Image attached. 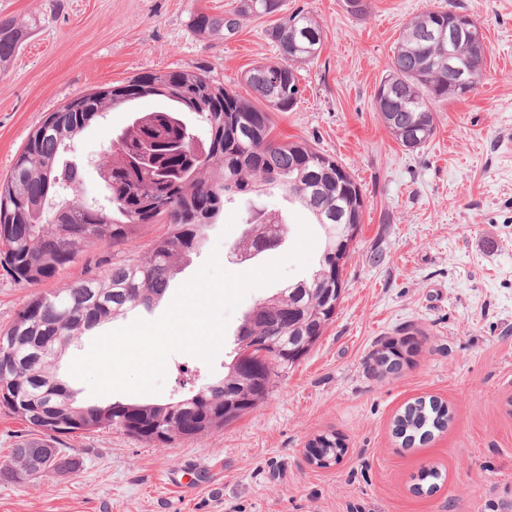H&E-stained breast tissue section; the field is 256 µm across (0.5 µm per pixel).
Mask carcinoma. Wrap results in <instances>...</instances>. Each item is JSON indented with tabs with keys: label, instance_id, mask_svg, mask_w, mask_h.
I'll use <instances>...</instances> for the list:
<instances>
[{
	"label": "carcinoma",
	"instance_id": "cac0c4a2",
	"mask_svg": "<svg viewBox=\"0 0 512 512\" xmlns=\"http://www.w3.org/2000/svg\"><path fill=\"white\" fill-rule=\"evenodd\" d=\"M285 11V0H238L223 16L196 9L190 27L200 36H222L242 21ZM448 25V11L427 10L404 29L394 47L390 69L381 83L392 87L391 98L374 96V106L396 141L417 149L434 135L432 106L460 93L448 86V58L428 33ZM37 27V22L0 20V66H4ZM275 44L277 61L261 63L244 74L245 85L264 103L257 107L237 91L210 77L203 68L151 72L128 85L126 99L86 94L89 110L70 112L60 127L50 125V113L35 127L5 179L0 180V267L15 282L40 285L72 265L84 248L94 243L127 244L146 224L165 223L167 231L153 240L143 259L112 266L108 276L90 275L52 293L31 297L5 328L0 329V409L26 425L11 449L0 477L14 479L26 472L31 449L49 448L44 473L74 470L79 461L59 448L60 438L78 430L85 434L117 430L149 444L167 446L180 439H197L224 426V398L242 399L247 413L265 399L241 389L232 367L216 382H206L187 395L164 403L115 401L107 406H83L77 393L55 373L69 341L97 325L137 307L161 301L177 271V261L199 253L224 203L235 196L277 184L323 229L318 266L299 284L310 291V303L297 308L294 287L256 306L262 320L244 321L242 336H278L286 347L300 345L306 336L321 337L335 313L324 292L336 270V247L342 226L336 211L357 213L362 219V189L330 155L307 142L278 143L272 138L271 113L292 109L300 96L295 64L316 58L322 29L302 12L279 18L267 31ZM459 52L470 58L473 86L481 82L484 56L463 43ZM151 82L170 83L197 92L194 113L202 134L168 119V112H141L131 126L112 137L101 163L102 190L86 188L84 169L66 157L79 133L114 108L140 98L136 87ZM149 138L163 149L137 171L125 166L126 156ZM199 140L205 158L192 165L164 151L169 143ZM64 194L70 201L57 214L49 200ZM282 223L273 214L246 220L251 247L260 249L270 226ZM448 407L434 399L407 404L393 422L395 436L405 446L425 441L448 426ZM315 461L328 468L340 461L345 449L320 435L310 443Z\"/></svg>",
	"mask_w": 512,
	"mask_h": 512
}]
</instances>
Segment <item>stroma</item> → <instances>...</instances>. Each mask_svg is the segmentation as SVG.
Masks as SVG:
<instances>
[{
	"label": "stroma",
	"instance_id": "35a3bbf8",
	"mask_svg": "<svg viewBox=\"0 0 512 512\" xmlns=\"http://www.w3.org/2000/svg\"><path fill=\"white\" fill-rule=\"evenodd\" d=\"M319 22L321 54L299 64L298 103L274 115L273 138L308 142L334 157L365 199L345 290L333 321L307 356L277 372L266 399L239 419L198 439L156 447L115 430L64 437L80 463L66 473L23 481L0 478V512H512V0H369L364 17L344 0H286ZM234 0H0V20L39 19L34 35L0 74V178L12 168L45 115L92 90L152 71L208 68L242 96L245 71L274 58L266 31L275 16L254 17L224 37H202L188 23L197 8L222 15ZM477 19L487 45L485 81L470 94L436 104V130L425 146H401L374 108L404 27L427 9ZM144 98L109 112L76 141L80 157L101 158L113 131L137 113L158 110ZM279 214L288 234L246 261L232 252L250 210ZM304 210L279 189L225 204L209 242L231 273L286 256ZM165 225L142 227L115 247L96 243L40 288L23 287L0 269V328L35 291L62 287L85 273L144 256ZM308 274L286 275L251 290L230 314L213 363L172 354L156 393L142 402L186 394L224 375L244 316L262 299ZM168 308L137 310L74 338L66 361L92 341ZM398 342L412 352L398 375L381 373L376 350ZM446 403L452 420L424 443L402 447L396 413L418 397ZM333 437L346 452L327 468L313 465L309 444ZM203 463L204 483L169 476ZM436 491L418 492L429 467Z\"/></svg>",
	"mask_w": 512,
	"mask_h": 512
}]
</instances>
